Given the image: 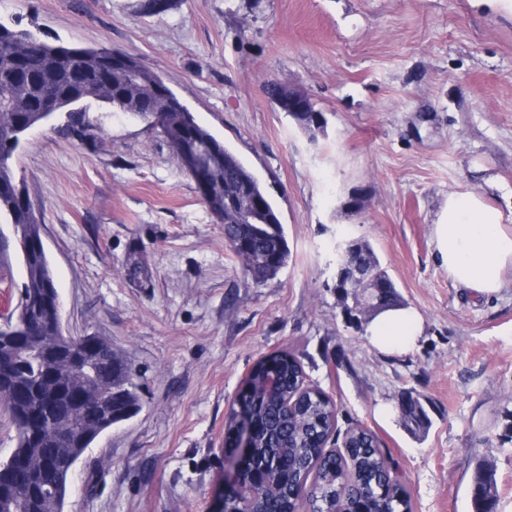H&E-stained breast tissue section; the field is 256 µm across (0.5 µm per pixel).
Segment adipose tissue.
<instances>
[{
    "instance_id": "adipose-tissue-1",
    "label": "adipose tissue",
    "mask_w": 512,
    "mask_h": 512,
    "mask_svg": "<svg viewBox=\"0 0 512 512\" xmlns=\"http://www.w3.org/2000/svg\"><path fill=\"white\" fill-rule=\"evenodd\" d=\"M437 259L449 276L478 293H495L512 283V226L483 196L452 191L433 222ZM379 349L404 353L421 333V319L408 306L379 311L368 329Z\"/></svg>"
}]
</instances>
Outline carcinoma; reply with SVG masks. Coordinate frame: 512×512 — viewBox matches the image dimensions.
<instances>
[{
  "instance_id": "1",
  "label": "carcinoma",
  "mask_w": 512,
  "mask_h": 512,
  "mask_svg": "<svg viewBox=\"0 0 512 512\" xmlns=\"http://www.w3.org/2000/svg\"><path fill=\"white\" fill-rule=\"evenodd\" d=\"M108 52L106 47L75 48L45 41L36 50L13 38L7 30L0 32V178L10 183L9 187L0 188V224L15 225L20 259L27 271L26 288H44L53 281V272L47 254L27 251V242L40 237V224L21 202L20 188L14 185L16 178L6 154L11 139L20 138L23 125H39L54 116L44 111L46 87L55 88L61 111L77 112L92 96L117 112L143 118L153 116L156 110L157 83L161 78L149 69L142 67L129 79L117 76L112 87L103 90H95L79 79L80 69L92 66ZM159 118L165 122V139L176 156L192 147L209 167L211 184L204 203L224 224V237L243 234L249 238L248 250L240 254L246 273L257 283L277 275L288 262V243L278 211L259 180L190 112H168ZM233 191L264 197L265 212L259 217L224 212V198ZM353 259L360 261L365 273L385 288L387 305L402 303L394 282L367 242L354 241ZM32 322L39 327L42 340L19 357L25 393L19 398L14 384H3L0 403L16 408L17 456L30 461L38 473V483L48 489V496L37 494L15 512H63L71 473L64 462L79 459L97 437L139 407V384L112 350V343L98 336L91 337L85 348L60 342L55 321L36 304L12 313V323L20 330ZM76 364L82 375L66 383V410L58 421V428L67 435L56 449L61 462L48 466L42 460L43 447L31 442L34 426L21 423V418L43 405L44 389L53 386V376H69ZM273 375L279 385L271 390L266 379ZM104 378L112 387V404L88 422L74 390L93 391ZM304 384L305 373L296 357L286 352L270 354L255 365L251 393L233 401L225 420L227 434L243 421L251 423L253 459L270 468L274 486L268 493L276 512H293V489L312 473L315 479L307 491L311 512H335L341 503L349 512H411L410 497L393 479L374 435L363 428L352 429L345 434L346 456L339 459L326 451L336 427L337 406L317 390L304 392L293 405H288V397L295 396ZM408 417L419 429L430 423L426 410L417 401L410 403Z\"/></svg>"
}]
</instances>
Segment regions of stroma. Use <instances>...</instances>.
<instances>
[{"mask_svg":"<svg viewBox=\"0 0 512 512\" xmlns=\"http://www.w3.org/2000/svg\"><path fill=\"white\" fill-rule=\"evenodd\" d=\"M0 0V24L135 55L260 181L290 251L248 278L159 128L91 104L28 130L12 166L41 223L63 327L138 376L142 406L78 460L63 512H212L224 421L245 374L287 351L376 436L412 512H472L477 465L512 512V286L480 295L434 254L448 194L472 189L512 225V13L485 0ZM275 81L326 120L311 136ZM367 241L423 318L386 353L336 294V243ZM415 396L427 430L404 426Z\"/></svg>","mask_w":512,"mask_h":512,"instance_id":"stroma-1","label":"stroma"}]
</instances>
